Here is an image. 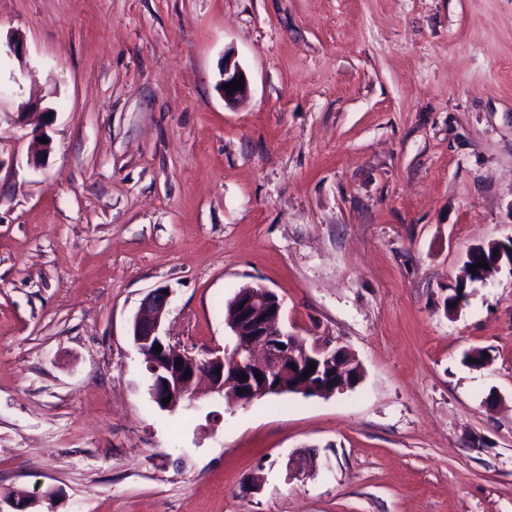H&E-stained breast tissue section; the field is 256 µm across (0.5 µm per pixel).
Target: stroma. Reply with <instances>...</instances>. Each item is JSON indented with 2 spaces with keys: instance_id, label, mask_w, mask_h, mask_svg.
I'll return each mask as SVG.
<instances>
[{
  "instance_id": "1",
  "label": "stroma",
  "mask_w": 512,
  "mask_h": 512,
  "mask_svg": "<svg viewBox=\"0 0 512 512\" xmlns=\"http://www.w3.org/2000/svg\"><path fill=\"white\" fill-rule=\"evenodd\" d=\"M12 35L0 491L54 490L53 512H512V266L445 307L468 250L512 237V0H0ZM254 283L363 380L161 409L144 296L167 288L171 343L204 358ZM294 454L313 475L288 479ZM240 76H243V87H241L239 90H235L236 84L238 83ZM221 77L222 78L219 82V87L224 96L225 102L233 103L247 92L248 82L246 76L239 67V65L230 56L224 59V69L221 71ZM233 79H236V82L232 90L225 89L224 85L226 83L232 82Z\"/></svg>"
}]
</instances>
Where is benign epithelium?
I'll use <instances>...</instances> for the list:
<instances>
[{
	"label": "benign epithelium",
	"mask_w": 512,
	"mask_h": 512,
	"mask_svg": "<svg viewBox=\"0 0 512 512\" xmlns=\"http://www.w3.org/2000/svg\"><path fill=\"white\" fill-rule=\"evenodd\" d=\"M244 75L239 65L227 57L221 71L219 87L224 101L232 103L248 90V82L238 90L224 85ZM169 302V294L158 288L149 293L133 322V340L140 350L160 346L162 351L148 357L147 370L152 375L150 394L163 409H175L183 401H192L196 382L204 379L211 392L249 404L269 395L292 390L314 396H328L348 387L346 378L330 371L332 358L344 349L329 337H316L312 345L294 333L284 330L282 302L269 288L257 284L236 293L228 301L227 325L232 345L224 353L198 359L171 344L162 335L161 324ZM315 359V370L304 380L293 379L292 364L305 357ZM191 376H185V373ZM167 403H162L166 397ZM308 467L306 457L293 456L287 463L288 477L300 479ZM51 500L48 493L0 496V512H38L36 507Z\"/></svg>",
	"instance_id": "benign-epithelium-1"
}]
</instances>
